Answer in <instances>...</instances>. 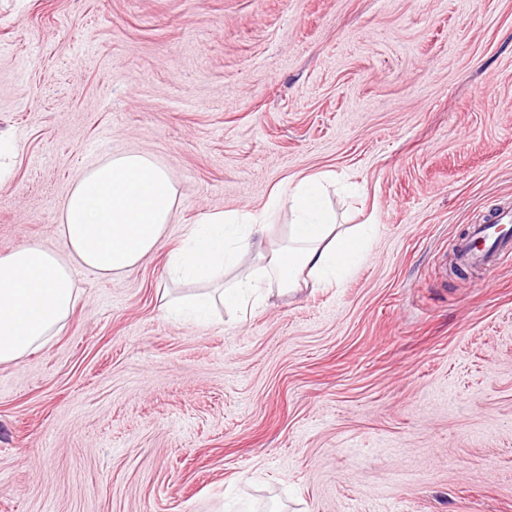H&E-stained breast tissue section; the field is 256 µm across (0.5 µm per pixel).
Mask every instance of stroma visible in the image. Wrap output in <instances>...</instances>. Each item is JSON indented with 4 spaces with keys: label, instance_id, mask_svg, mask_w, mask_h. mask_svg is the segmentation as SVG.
Returning <instances> with one entry per match:
<instances>
[{
    "label": "stroma",
    "instance_id": "stroma-1",
    "mask_svg": "<svg viewBox=\"0 0 512 512\" xmlns=\"http://www.w3.org/2000/svg\"><path fill=\"white\" fill-rule=\"evenodd\" d=\"M0 253L57 248L93 162L150 156L168 236L75 268L60 336L0 365V512H512V0H0ZM333 173L375 219L340 287L185 325L183 228ZM480 242V247L472 245ZM457 249L462 261L469 266L493 273L512 262V210L501 209L472 224Z\"/></svg>",
    "mask_w": 512,
    "mask_h": 512
}]
</instances>
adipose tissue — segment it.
I'll use <instances>...</instances> for the list:
<instances>
[{
	"label": "adipose tissue",
	"mask_w": 512,
	"mask_h": 512,
	"mask_svg": "<svg viewBox=\"0 0 512 512\" xmlns=\"http://www.w3.org/2000/svg\"><path fill=\"white\" fill-rule=\"evenodd\" d=\"M326 180L302 177L288 191L293 222L288 241L264 249L265 214H215L186 226L169 264L199 292L165 304L187 324L210 319L217 308L242 309L264 282L292 293L309 282L334 284L368 255L365 232L337 223ZM176 189L168 171L144 154L112 158L85 170L62 209L61 248L36 242L0 254V364L20 361L65 328L78 300L73 270L109 278L154 253L172 219ZM254 261L248 281L225 284L224 272L243 257Z\"/></svg>",
	"instance_id": "1"
}]
</instances>
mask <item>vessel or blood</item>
<instances>
[{
  "instance_id": "1",
  "label": "vessel or blood",
  "mask_w": 512,
  "mask_h": 512,
  "mask_svg": "<svg viewBox=\"0 0 512 512\" xmlns=\"http://www.w3.org/2000/svg\"><path fill=\"white\" fill-rule=\"evenodd\" d=\"M458 250L466 265L490 273L512 262V210L495 211L481 223L470 225Z\"/></svg>"
}]
</instances>
